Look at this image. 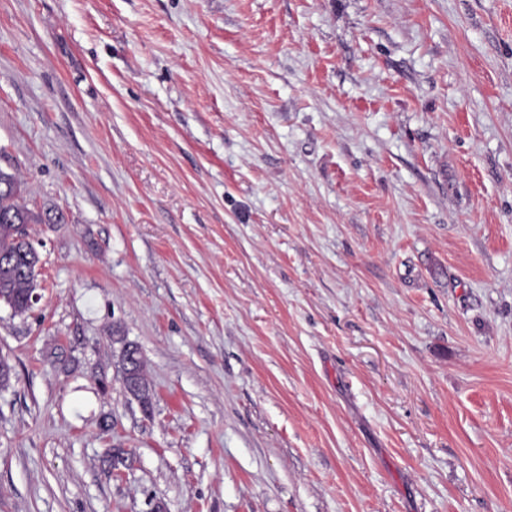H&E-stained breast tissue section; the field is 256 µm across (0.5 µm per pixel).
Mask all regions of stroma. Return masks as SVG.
<instances>
[{
  "mask_svg": "<svg viewBox=\"0 0 512 512\" xmlns=\"http://www.w3.org/2000/svg\"><path fill=\"white\" fill-rule=\"evenodd\" d=\"M0 168V512H512V0H0ZM21 184L16 174L0 168V302L18 315L27 313L37 300V276L33 278L30 272L38 266L40 258L27 224L42 223L41 216L21 201ZM18 235L25 240L20 241Z\"/></svg>",
  "mask_w": 512,
  "mask_h": 512,
  "instance_id": "obj_1",
  "label": "stroma"
}]
</instances>
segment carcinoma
<instances>
[{"label": "carcinoma", "mask_w": 512, "mask_h": 512, "mask_svg": "<svg viewBox=\"0 0 512 512\" xmlns=\"http://www.w3.org/2000/svg\"><path fill=\"white\" fill-rule=\"evenodd\" d=\"M40 223L41 216L22 202L19 177L0 169V302L19 315L31 309V296L36 289L31 272L40 262L27 225ZM148 379L142 359L137 366V383L147 406L153 395Z\"/></svg>", "instance_id": "carcinoma-1"}]
</instances>
